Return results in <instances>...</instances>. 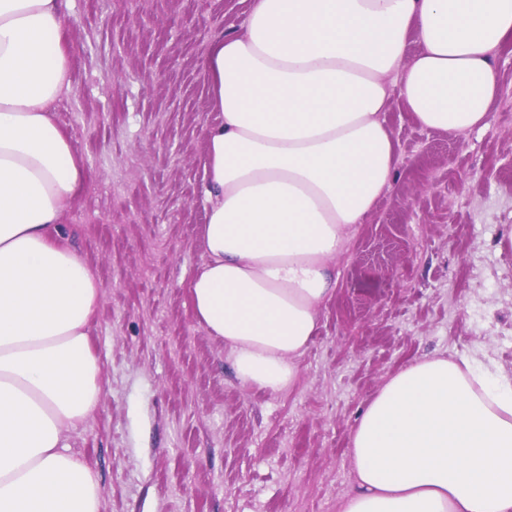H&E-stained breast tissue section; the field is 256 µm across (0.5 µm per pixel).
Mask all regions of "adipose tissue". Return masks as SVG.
Instances as JSON below:
<instances>
[{"mask_svg": "<svg viewBox=\"0 0 512 512\" xmlns=\"http://www.w3.org/2000/svg\"><path fill=\"white\" fill-rule=\"evenodd\" d=\"M70 0H0V512H99L67 444L99 403L101 293L65 244L86 171L55 108ZM419 49L407 54L409 39ZM512 0H253L210 42L204 260L188 288L244 385L292 389L336 259L396 177L393 96L431 131L486 126ZM339 512H512V374L482 349L401 368L352 431Z\"/></svg>", "mask_w": 512, "mask_h": 512, "instance_id": "1", "label": "adipose tissue"}]
</instances>
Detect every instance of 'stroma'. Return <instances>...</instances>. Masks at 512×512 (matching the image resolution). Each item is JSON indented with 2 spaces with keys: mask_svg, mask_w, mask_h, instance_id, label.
I'll use <instances>...</instances> for the list:
<instances>
[{
  "mask_svg": "<svg viewBox=\"0 0 512 512\" xmlns=\"http://www.w3.org/2000/svg\"><path fill=\"white\" fill-rule=\"evenodd\" d=\"M252 0H72L71 92L56 110L88 180L67 242L101 303L88 331L97 409L68 437L100 512H337L361 410L408 363L475 346L512 373V44L487 126L385 114L397 176L337 258L339 284L292 390L243 385L195 319L210 40Z\"/></svg>",
  "mask_w": 512,
  "mask_h": 512,
  "instance_id": "1",
  "label": "stroma"
}]
</instances>
